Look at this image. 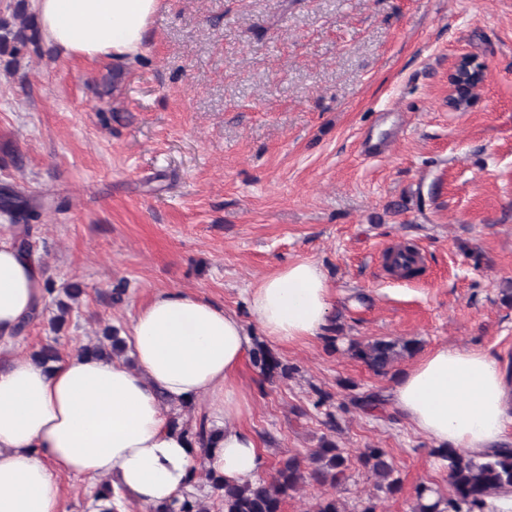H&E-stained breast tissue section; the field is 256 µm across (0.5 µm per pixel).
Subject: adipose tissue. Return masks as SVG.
<instances>
[{
	"label": "adipose tissue",
	"mask_w": 512,
	"mask_h": 512,
	"mask_svg": "<svg viewBox=\"0 0 512 512\" xmlns=\"http://www.w3.org/2000/svg\"><path fill=\"white\" fill-rule=\"evenodd\" d=\"M41 36L67 58L136 56L159 0H33ZM36 257L0 240V512H59L60 474L106 481L152 512L183 500L206 467L254 481L258 446L239 423L237 383L251 351L243 321L191 293L154 295L124 332L130 360L71 352L46 367L11 350L17 327L45 295ZM248 309L265 336L294 343L329 327L333 296L303 259L267 276ZM208 400L219 427L207 457L170 424L171 408ZM391 404L440 448L482 456L512 422V389L481 349L440 346L406 371Z\"/></svg>",
	"instance_id": "ef3b65f1"
}]
</instances>
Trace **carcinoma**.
I'll return each mask as SVG.
<instances>
[{
	"mask_svg": "<svg viewBox=\"0 0 512 512\" xmlns=\"http://www.w3.org/2000/svg\"><path fill=\"white\" fill-rule=\"evenodd\" d=\"M39 40L35 17L28 11L27 0H17L10 17H0V54L15 56L27 45H37ZM0 207L30 219L39 218L40 205L18 196L4 197ZM418 346V341L412 339H376L353 341L348 351L374 372L385 374L398 360L413 355ZM82 352L114 358L124 354V347L117 333L106 330ZM173 425L182 426L204 451L213 443L215 430L207 428L203 419L192 426L175 418ZM433 454L448 460L451 493L444 498L434 488L420 485L415 491L412 512H487L490 497L512 490L511 447H502L482 457L464 455L452 448H435ZM358 460L374 479L376 490L388 494L400 491L398 480L393 478L391 459L384 449L366 448ZM348 462L349 457L343 449L335 442L327 441L303 459L296 455L281 459L270 481L228 483L210 470L205 472V478L219 500L222 512H282L283 501L304 484L338 485L348 469ZM153 512H211V507L207 500L190 496L176 506L169 505Z\"/></svg>",
	"mask_w": 512,
	"mask_h": 512,
	"instance_id": "obj_1",
	"label": "carcinoma"
}]
</instances>
